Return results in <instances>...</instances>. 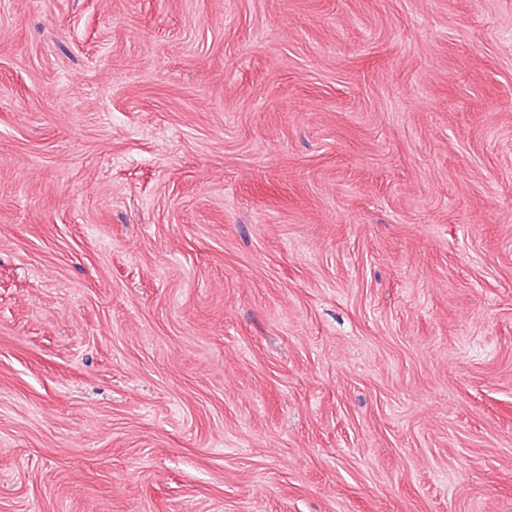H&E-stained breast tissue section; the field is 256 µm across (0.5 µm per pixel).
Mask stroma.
I'll list each match as a JSON object with an SVG mask.
<instances>
[{"mask_svg":"<svg viewBox=\"0 0 512 512\" xmlns=\"http://www.w3.org/2000/svg\"><path fill=\"white\" fill-rule=\"evenodd\" d=\"M0 512H512V0H0Z\"/></svg>","mask_w":512,"mask_h":512,"instance_id":"1","label":"stroma"}]
</instances>
